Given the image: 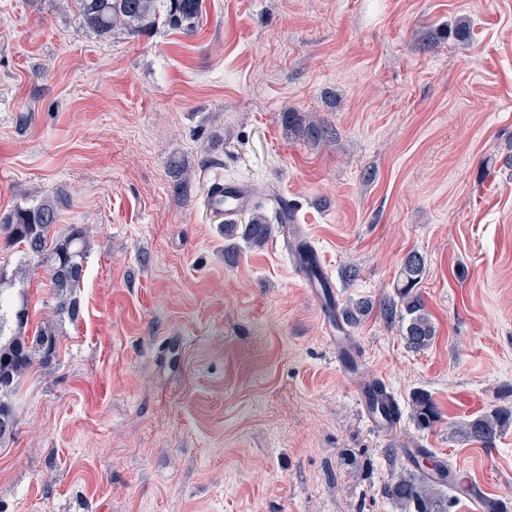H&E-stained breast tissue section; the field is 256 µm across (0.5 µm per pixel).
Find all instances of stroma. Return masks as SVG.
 Returning a JSON list of instances; mask_svg holds the SVG:
<instances>
[{"label":"stroma","mask_w":512,"mask_h":512,"mask_svg":"<svg viewBox=\"0 0 512 512\" xmlns=\"http://www.w3.org/2000/svg\"><path fill=\"white\" fill-rule=\"evenodd\" d=\"M216 174L274 226L231 263ZM60 191L59 229L89 239L80 314L14 397L0 512H401L381 489L403 442L512 499V427L451 431L512 409V0H202L193 30L107 38L75 0H0V215ZM282 201L337 307L372 305L347 351L397 401L393 436L336 362ZM412 251L436 329L417 351L380 314ZM170 177L175 193L187 200L192 191V178L186 163L184 161H172L170 164ZM258 200V192L251 184L217 179L207 188L204 203L215 217L232 222L237 216L254 208ZM439 415L437 406L425 394H418L413 400V420L420 429H427L433 425ZM511 423L512 410L494 409L467 420L454 433L490 447Z\"/></svg>","instance_id":"stroma-1"}]
</instances>
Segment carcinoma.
I'll list each match as a JSON object with an SVG mask.
<instances>
[{
	"instance_id": "cac0c4a2",
	"label": "carcinoma",
	"mask_w": 512,
	"mask_h": 512,
	"mask_svg": "<svg viewBox=\"0 0 512 512\" xmlns=\"http://www.w3.org/2000/svg\"><path fill=\"white\" fill-rule=\"evenodd\" d=\"M85 28L107 34L116 28L136 36L152 29L158 22L156 0H77ZM200 0H168L164 22L172 28L192 29L199 12ZM302 136L318 141L325 129L310 117L299 126ZM170 177L175 193L187 199L192 191V178L186 163L170 164ZM68 197L56 193L44 197L33 206H18L0 217V231L19 245L21 260L14 270L0 268V442L11 438L18 427L13 396L22 380L35 366L51 364L58 356L59 339L55 322L75 321L79 316L78 291L85 274L88 253L86 230L77 224L57 230L62 208ZM273 225L262 214L247 224L224 225V238L230 241L224 255L231 257L239 249V238L250 247H262L272 237ZM33 260L46 267L54 318L35 326L29 324V298L25 289H15L16 281L24 279L26 267ZM425 263L412 252L406 256L397 281L399 302L383 305L387 319L397 318L404 328L409 347L421 349L430 344L435 328L418 292ZM439 415L437 406L425 394L413 400V420L421 429L433 425ZM512 424V410L494 409L477 415L456 429L464 438L491 446ZM434 469L441 475L432 479L430 471L414 463V469L393 477L382 488L387 498L400 506L402 512H448V499L442 487H453L455 480L439 460Z\"/></svg>"
}]
</instances>
